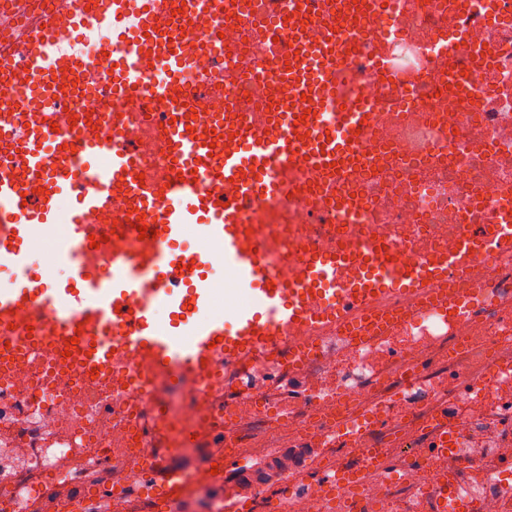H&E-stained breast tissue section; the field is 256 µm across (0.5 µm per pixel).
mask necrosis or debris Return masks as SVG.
Returning <instances> with one entry per match:
<instances>
[{
	"label": "necrosis or debris",
	"mask_w": 512,
	"mask_h": 512,
	"mask_svg": "<svg viewBox=\"0 0 512 512\" xmlns=\"http://www.w3.org/2000/svg\"><path fill=\"white\" fill-rule=\"evenodd\" d=\"M44 4L0 0V16L10 19L0 26V46L11 47L17 62L27 55L18 28L26 12ZM281 10L282 0H251L249 23L220 24L206 60L225 74L223 88L209 95L213 111L235 103L251 112L276 97V86L264 80L270 57L259 48L282 36L264 24ZM372 25L379 35L337 64L345 101L363 96L375 106L365 133L372 152L342 184L343 195L359 201L360 235H340L335 197L309 178L305 197L280 216L263 217L282 275L294 273L304 250L336 244L354 251L379 240L417 266L453 249L463 234L490 223L497 206L512 202V0H394ZM438 41L448 42L451 53L433 51ZM400 47L417 57L416 69L399 83L379 81L368 60ZM109 72L104 66L73 74L86 93L60 112L63 127L90 111ZM471 266L469 278L450 282L475 305L463 325L422 307L383 343L324 351L300 374L306 401L284 412L267 392L228 406L222 390L175 387L161 378L144 394L133 383L142 371L136 360L125 374L93 377L81 371L79 351L55 354L43 369L11 345L13 360H0V438L22 464L0 460V512H39L60 484L108 486L120 504L150 496L144 475L157 450L143 435L157 399L169 404L173 426L191 428L198 447L214 456L213 430L232 410L231 440L244 461L284 439L335 453L334 423L379 405L395 432L409 435L413 453L399 456L393 435L361 434L357 447L384 449L393 472L373 482L363 512H433L422 488L438 484L441 471L425 448L437 427L436 403L444 399L456 407L454 447L477 451L467 469L469 484L480 489L476 512H512V472L504 467L512 461V375L503 373L512 368V314L495 306L512 298V252L472 258ZM411 370L417 400L394 398L401 373Z\"/></svg>",
	"instance_id": "necrosis-or-debris-1"
}]
</instances>
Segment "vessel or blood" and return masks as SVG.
<instances>
[{"instance_id": "obj_1", "label": "vessel or blood", "mask_w": 512, "mask_h": 512, "mask_svg": "<svg viewBox=\"0 0 512 512\" xmlns=\"http://www.w3.org/2000/svg\"><path fill=\"white\" fill-rule=\"evenodd\" d=\"M173 0H68L66 10L33 18L20 33L30 53L14 65L0 47V68L13 72L20 96L0 95V336H23L30 357L79 337L87 368L117 366L123 354L146 362L153 375L186 376L215 384L223 372L235 373L238 394H249L244 379L254 359L279 363L294 326L310 333L367 343L377 331L408 320L405 312L383 308L381 297L403 292L433 304L456 319L469 314L443 285L449 277L468 278L470 259L512 244V207H499L482 231L464 234L456 248L438 259L402 268L388 247L364 248L355 258L363 275L343 285L347 256L327 249L306 255L292 279L281 276L275 245L257 213L287 206L304 192L299 170L342 171L347 161L364 157L359 129L369 121L367 103L345 108L335 127L327 109L336 96V61L367 29L354 0H288L286 42L276 51L273 76L285 92L275 109L250 113L225 124L210 111L204 92L224 77L203 68L210 36L229 0H185L186 25L172 20ZM318 36H311V29ZM94 35L98 53L82 55L76 43ZM154 61L162 77L150 76ZM111 64L112 101L139 97L151 106L179 103L164 113L166 139L153 143L152 127L140 142L123 136L138 121L134 112L93 113L79 132L54 130V106L72 99L56 79L63 71L88 72ZM111 126L112 139L97 128ZM165 162L152 163L156 151ZM231 195H224V188ZM129 201L124 212L114 197ZM114 234H106L107 224ZM154 230L140 238L139 226ZM65 232L66 248L52 251L42 265L34 250ZM99 249H91L92 237ZM205 248L186 247L187 239ZM243 291L244 303L228 318L216 314L218 287L210 278L214 254ZM66 276H58V268ZM368 468L351 459L335 470H321V498L334 505L359 498L373 478L385 473L380 453L367 449ZM154 480L175 498L179 480L158 460ZM458 468L445 471L432 500L438 512H466ZM231 512H250L252 488L232 483ZM81 512H112L111 494L65 490Z\"/></svg>"}]
</instances>
